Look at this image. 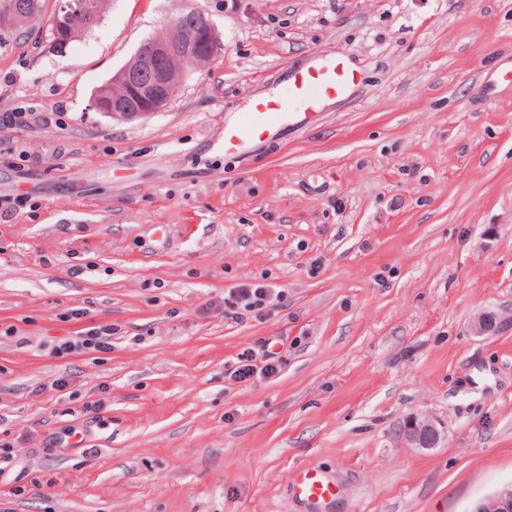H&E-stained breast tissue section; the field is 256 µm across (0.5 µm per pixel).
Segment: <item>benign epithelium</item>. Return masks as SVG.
Instances as JSON below:
<instances>
[{
  "label": "benign epithelium",
  "mask_w": 512,
  "mask_h": 512,
  "mask_svg": "<svg viewBox=\"0 0 512 512\" xmlns=\"http://www.w3.org/2000/svg\"><path fill=\"white\" fill-rule=\"evenodd\" d=\"M86 10L84 0H58L52 17L54 36L67 29L74 18ZM192 35L185 40L156 38L150 40L138 54L140 64L152 72V80L142 81L125 67L112 76L120 88V96L105 102L98 100L93 107L99 112H109L112 118L125 121L149 117L161 110L173 95V78L165 63L177 59H193L217 49V31L204 13L194 14ZM399 437L409 448L431 450L438 447L445 435L440 424L429 417H408L400 426ZM473 512H512V487L495 493L477 504Z\"/></svg>",
  "instance_id": "benign-epithelium-1"
}]
</instances>
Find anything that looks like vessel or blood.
Wrapping results in <instances>:
<instances>
[{"label": "vessel or blood", "mask_w": 512, "mask_h": 512, "mask_svg": "<svg viewBox=\"0 0 512 512\" xmlns=\"http://www.w3.org/2000/svg\"><path fill=\"white\" fill-rule=\"evenodd\" d=\"M361 80L360 73L342 57L324 56L292 77V87L285 97L261 98L251 112L224 127V150L233 154L250 141L267 138L283 124L304 125L314 110L327 100L347 97ZM294 493L307 503L320 506L336 498V486L323 473L305 469L294 477Z\"/></svg>", "instance_id": "1"}]
</instances>
